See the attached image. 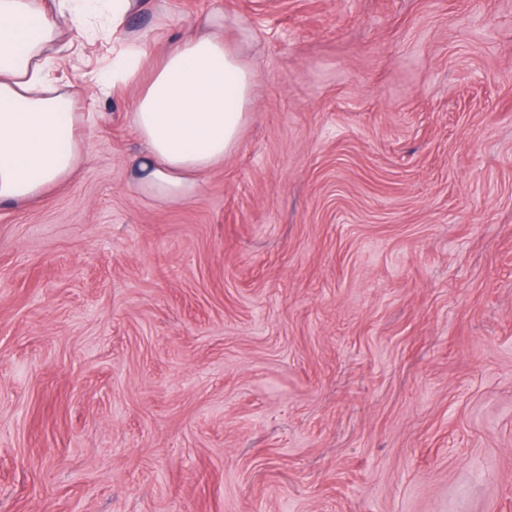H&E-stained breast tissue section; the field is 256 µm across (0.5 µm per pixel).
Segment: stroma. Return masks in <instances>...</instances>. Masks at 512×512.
Instances as JSON below:
<instances>
[{"label":"stroma","instance_id":"35a3bbf8","mask_svg":"<svg viewBox=\"0 0 512 512\" xmlns=\"http://www.w3.org/2000/svg\"><path fill=\"white\" fill-rule=\"evenodd\" d=\"M215 7L257 78L196 199L134 90L0 205V512H512V0Z\"/></svg>","mask_w":512,"mask_h":512}]
</instances>
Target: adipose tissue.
I'll return each instance as SVG.
<instances>
[{"instance_id": "ef3b65f1", "label": "adipose tissue", "mask_w": 512, "mask_h": 512, "mask_svg": "<svg viewBox=\"0 0 512 512\" xmlns=\"http://www.w3.org/2000/svg\"><path fill=\"white\" fill-rule=\"evenodd\" d=\"M145 0H0V203L22 207L76 171L81 145L67 120L75 100L51 72L73 35L111 32L101 90L135 86L128 116L144 148L138 185L173 204L194 199L200 174L223 162L248 119L254 69L224 39L229 19L216 9L178 22L165 7L162 26L180 36L154 51V31L129 28Z\"/></svg>"}]
</instances>
